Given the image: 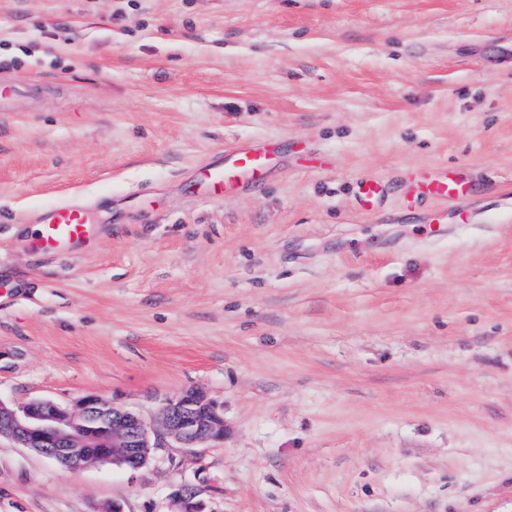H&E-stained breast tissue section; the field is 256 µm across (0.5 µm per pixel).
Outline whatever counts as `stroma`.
Wrapping results in <instances>:
<instances>
[{"label": "stroma", "mask_w": 512, "mask_h": 512, "mask_svg": "<svg viewBox=\"0 0 512 512\" xmlns=\"http://www.w3.org/2000/svg\"><path fill=\"white\" fill-rule=\"evenodd\" d=\"M0 84V400L224 410L133 475L1 437L0 512H512V0H0ZM273 159L270 148L233 149L225 155L223 165L203 172V180L214 194H225L245 182L262 181ZM469 192V186L462 179L448 174L447 169L433 173H418L410 184L409 198L423 197L447 202ZM94 242V223L90 210L62 201L47 210L40 225L37 246L45 252L65 247H89Z\"/></svg>", "instance_id": "1"}]
</instances>
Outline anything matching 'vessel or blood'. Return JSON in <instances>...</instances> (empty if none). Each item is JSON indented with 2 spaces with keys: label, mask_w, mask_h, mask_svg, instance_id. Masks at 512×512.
I'll use <instances>...</instances> for the list:
<instances>
[{
  "label": "vessel or blood",
  "mask_w": 512,
  "mask_h": 512,
  "mask_svg": "<svg viewBox=\"0 0 512 512\" xmlns=\"http://www.w3.org/2000/svg\"><path fill=\"white\" fill-rule=\"evenodd\" d=\"M273 159L272 149L266 147L234 149L225 155L223 165L205 170L203 180L214 194H225L243 183L262 181ZM468 191L467 183L443 169L416 174L409 194L445 202ZM93 242L94 223L88 208L63 201L46 211L37 238L41 250L55 252L65 247H88Z\"/></svg>",
  "instance_id": "1"
}]
</instances>
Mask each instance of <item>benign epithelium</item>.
<instances>
[{"mask_svg": "<svg viewBox=\"0 0 512 512\" xmlns=\"http://www.w3.org/2000/svg\"><path fill=\"white\" fill-rule=\"evenodd\" d=\"M0 436L53 457L67 469L112 464L134 474L171 440L193 448L224 439V412L197 388L163 399L151 421L95 395L71 407L51 399L17 407L0 400ZM196 497L195 488L182 487L175 495L173 512H201Z\"/></svg>", "mask_w": 512, "mask_h": 512, "instance_id": "1", "label": "benign epithelium"}]
</instances>
